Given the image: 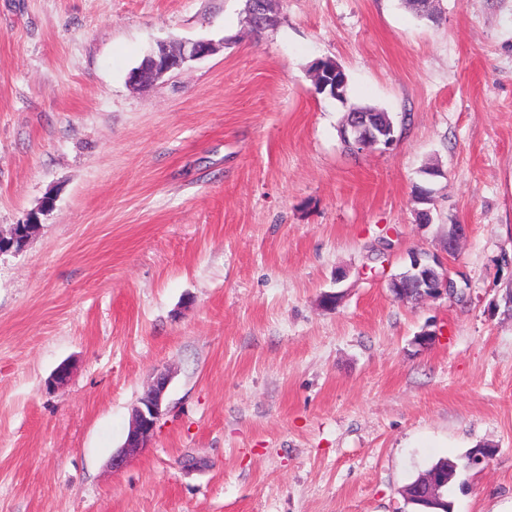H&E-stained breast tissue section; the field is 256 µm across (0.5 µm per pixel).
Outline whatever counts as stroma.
<instances>
[{
	"mask_svg": "<svg viewBox=\"0 0 512 512\" xmlns=\"http://www.w3.org/2000/svg\"><path fill=\"white\" fill-rule=\"evenodd\" d=\"M244 7L0 0V231L52 200L0 257V512H407L442 458L452 512H512V0H272L263 32ZM326 59L346 102L315 89ZM353 106L391 112L393 146L348 151ZM416 250L465 301L393 297ZM164 370L149 447L112 471ZM215 47L208 41H196L184 44L177 52L161 46L156 55L150 56L145 64L131 74L130 82L133 86L136 83L156 81L163 78L170 72L180 69L189 60L200 59L211 55Z\"/></svg>",
	"mask_w": 512,
	"mask_h": 512,
	"instance_id": "obj_1",
	"label": "stroma"
}]
</instances>
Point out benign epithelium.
<instances>
[{
  "mask_svg": "<svg viewBox=\"0 0 512 512\" xmlns=\"http://www.w3.org/2000/svg\"><path fill=\"white\" fill-rule=\"evenodd\" d=\"M214 51V45L208 41L185 44L176 52L162 46L158 53L149 57L145 64L132 72L131 80L135 84L159 80L181 68L186 62L206 57ZM344 136L351 141L354 151L359 153L378 145L385 147L392 145L390 141L379 139L369 122L367 113L358 115L350 128L344 131ZM39 226L40 221L37 213L34 212L26 222L14 225L9 234L0 233V256L22 251ZM409 259L408 271L389 279V288L396 299L410 300L411 296L405 292L407 288L416 289L419 298L440 293L455 297L461 293V288L448 274V269L439 257L413 252L409 255ZM72 372L71 365L61 364L50 376L48 386L54 390L64 388L69 383ZM169 382L170 374L164 371L156 374L144 388L138 404L132 409L127 438L121 448L112 455L110 461L112 471L122 469L130 459L148 447L163 416V404Z\"/></svg>",
  "mask_w": 512,
  "mask_h": 512,
  "instance_id": "benign-epithelium-1",
  "label": "benign epithelium"
}]
</instances>
